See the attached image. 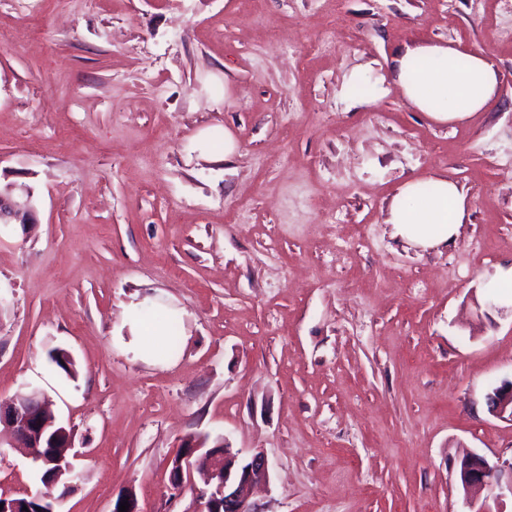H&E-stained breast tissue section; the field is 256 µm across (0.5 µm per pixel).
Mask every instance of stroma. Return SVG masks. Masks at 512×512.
Instances as JSON below:
<instances>
[{
	"instance_id": "1",
	"label": "stroma",
	"mask_w": 512,
	"mask_h": 512,
	"mask_svg": "<svg viewBox=\"0 0 512 512\" xmlns=\"http://www.w3.org/2000/svg\"><path fill=\"white\" fill-rule=\"evenodd\" d=\"M0 0V188L37 222L0 228V400H54L84 455L62 512H185L188 437L270 466L261 512H469L452 461L512 457L485 396L512 378V6L504 0ZM334 42L311 34L335 8ZM420 42L489 53L490 105L442 125L391 71ZM368 91L355 93L357 75ZM231 134L229 160L209 155ZM444 178L469 215L418 250L386 219ZM169 309L157 363L123 323ZM69 351L76 375L46 368ZM0 440V495L35 489Z\"/></svg>"
}]
</instances>
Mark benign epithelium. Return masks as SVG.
Listing matches in <instances>:
<instances>
[{
    "mask_svg": "<svg viewBox=\"0 0 512 512\" xmlns=\"http://www.w3.org/2000/svg\"><path fill=\"white\" fill-rule=\"evenodd\" d=\"M32 223V207L21 206L9 197L0 195V224ZM489 413L497 419L512 423V380L486 394ZM0 424L29 449L32 462L40 466L54 465L55 480L43 491L25 493L23 502H14L12 510L3 512H59L58 506L63 497L53 494L54 487L62 476L74 471L72 462L65 458H51L46 451L51 448H71L72 438L66 427L61 424L52 409V401L42 389L32 387L15 394L6 401H0ZM186 453L170 469V484L181 489L191 483V476L196 467L193 459L204 458L210 473L204 486L193 487V499L189 512H258L249 500L250 490L270 480L269 463L261 452L252 454L241 461L238 453L227 443L207 447L205 440L197 438L186 440L181 444ZM459 483L464 492L472 489L487 491V498L500 503L506 494L512 495V458H499L491 463L486 458L467 454L456 464ZM36 502L43 508L20 510V504Z\"/></svg>",
    "mask_w": 512,
    "mask_h": 512,
    "instance_id": "benign-epithelium-1",
    "label": "benign epithelium"
}]
</instances>
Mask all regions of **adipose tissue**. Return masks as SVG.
Masks as SVG:
<instances>
[{
	"instance_id": "obj_1",
	"label": "adipose tissue",
	"mask_w": 512,
	"mask_h": 512,
	"mask_svg": "<svg viewBox=\"0 0 512 512\" xmlns=\"http://www.w3.org/2000/svg\"><path fill=\"white\" fill-rule=\"evenodd\" d=\"M395 82L418 111L441 124L454 123L482 111L493 99L497 67L485 53H466L445 44H417L396 54ZM467 99L459 107L458 99ZM435 193L423 199L418 182L404 183L394 197L387 221L395 236L423 250L454 240L467 217L466 198L458 186L434 180Z\"/></svg>"
}]
</instances>
